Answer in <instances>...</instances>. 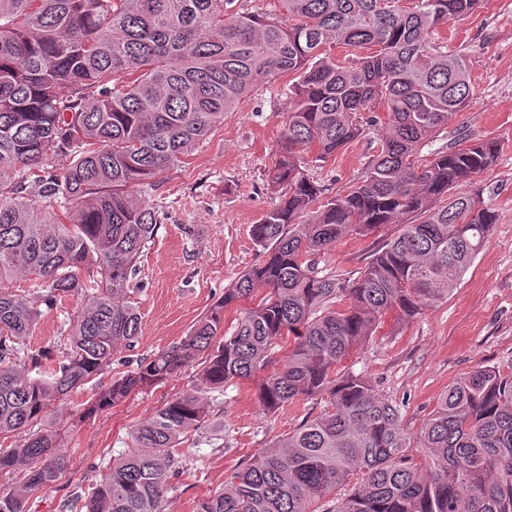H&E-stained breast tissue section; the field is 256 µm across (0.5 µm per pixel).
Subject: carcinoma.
I'll use <instances>...</instances> for the list:
<instances>
[{
    "label": "carcinoma",
    "mask_w": 512,
    "mask_h": 512,
    "mask_svg": "<svg viewBox=\"0 0 512 512\" xmlns=\"http://www.w3.org/2000/svg\"><path fill=\"white\" fill-rule=\"evenodd\" d=\"M281 2L286 24L245 0H0V435H24L0 452V475H15L0 487V512H25L69 469L57 431L31 425L139 335L127 290L162 223L149 201L160 175L259 82L287 74L295 81L267 178L278 203L252 226L264 263L176 345L114 378L98 405L161 385L200 356L203 387L135 425L124 456L72 507L164 512L172 452L208 415L203 390L252 379L267 411L324 396L331 411L233 470L197 512H316L342 486L349 492L322 512H512V370L479 367L439 397L419 437L424 472L397 405L344 365L387 318L400 325L448 299L496 224L480 196H452L493 165L496 140L463 138L419 159L473 89L466 55L431 44V33L482 0L394 11L383 0ZM332 44L373 51L341 65L324 52ZM373 126L379 149L363 180L322 198L300 152L324 162ZM59 156L69 157L60 173L37 174ZM52 201L66 220L47 210ZM349 234L377 237L371 260L354 279L320 274L311 257ZM81 270L97 292L70 321L58 370L33 378L19 341L40 305L84 288ZM24 277L45 293H14ZM263 288L223 333L224 310Z\"/></svg>",
    "instance_id": "obj_1"
}]
</instances>
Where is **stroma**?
<instances>
[{
    "mask_svg": "<svg viewBox=\"0 0 512 512\" xmlns=\"http://www.w3.org/2000/svg\"><path fill=\"white\" fill-rule=\"evenodd\" d=\"M436 44L468 56L473 97L421 151L431 158L464 136L493 138L500 151L494 165L457 186L480 193L497 222L486 246L446 301L426 308L393 334L379 333L352 358L377 393L400 408V429L415 442L439 396L460 377L485 365H512V0H485L478 11L438 27ZM288 77L259 84L223 123L196 146L184 164L162 176L151 200L165 219L144 249L132 279L141 333L130 349L82 390L54 407L46 422L60 430L59 448L70 466L53 488L31 495L27 512H66L124 454L129 430L175 395L198 387L199 364L182 368L160 386L132 393L103 409L92 404L113 378L135 369L174 344L224 297L243 271L265 254L251 227L275 203L267 188L288 110ZM379 145L370 129L307 173L325 197L360 181ZM375 237L349 235L316 255L318 269L357 277L369 262ZM83 292L45 306L24 340L42 370L55 367L68 347L71 318L84 305ZM328 410L323 400L296 401L269 412L252 382L208 395L209 421L179 445L168 477L165 512H197L199 501L219 490L225 477L260 449ZM426 465L421 449L413 451Z\"/></svg>",
    "mask_w": 512,
    "mask_h": 512,
    "instance_id": "stroma-1",
    "label": "stroma"
}]
</instances>
